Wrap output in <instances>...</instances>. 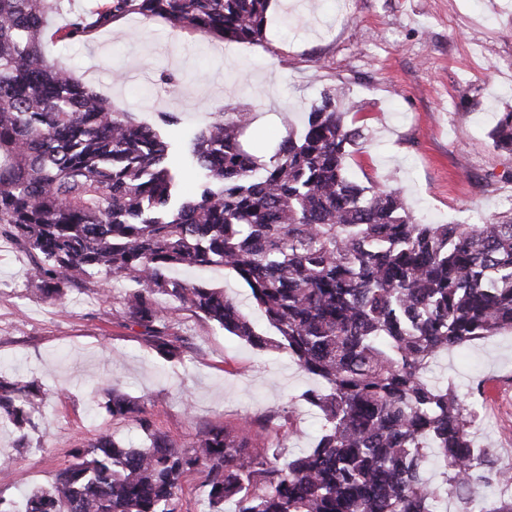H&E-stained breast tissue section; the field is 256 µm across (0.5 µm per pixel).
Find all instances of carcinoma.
Masks as SVG:
<instances>
[{"mask_svg":"<svg viewBox=\"0 0 512 512\" xmlns=\"http://www.w3.org/2000/svg\"><path fill=\"white\" fill-rule=\"evenodd\" d=\"M271 0H0V234L36 257L47 295L96 275L137 288L124 299L148 347L179 359L166 296L264 350L285 352L321 388L303 399L322 416L295 456L251 428H213L189 447L141 422L134 447L108 433L72 451L53 480L0 512H176L182 478L205 473L209 512H472L482 486L512 485L490 454L474 460L476 412L426 373L441 354L512 331V209L480 224H425L403 199L345 174L363 128L325 90L299 131L263 159L244 144L250 113L211 117L188 136L180 192L171 143L132 120L46 53L47 39L88 43L124 19L161 20L237 43L265 38ZM512 154V112L489 133ZM222 268L274 328L256 330L224 290L179 269ZM45 391L0 378V417L24 448ZM114 417L141 402L109 391ZM443 463L438 480L431 459Z\"/></svg>","mask_w":512,"mask_h":512,"instance_id":"1","label":"carcinoma"}]
</instances>
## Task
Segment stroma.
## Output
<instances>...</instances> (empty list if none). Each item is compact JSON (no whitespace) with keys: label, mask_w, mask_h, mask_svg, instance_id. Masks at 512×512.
<instances>
[{"label":"stroma","mask_w":512,"mask_h":512,"mask_svg":"<svg viewBox=\"0 0 512 512\" xmlns=\"http://www.w3.org/2000/svg\"><path fill=\"white\" fill-rule=\"evenodd\" d=\"M120 28L50 52L135 121L157 127L162 113L176 112L197 126L244 108L253 115L248 142L267 155L302 127L324 89L342 88L357 105L347 122L365 133L346 159L349 178L400 191L414 217L431 224H476L512 207V155L488 137L498 113L512 110V0H274L256 44L161 21ZM33 262L0 236V376L46 393L15 464L0 465V499L21 503L99 433L141 444L135 419L107 411L112 387L144 400L145 418L181 445L273 410L295 416V431H262L270 441L283 436L288 453L319 436L318 414L301 398L318 382L286 353L257 349L172 301L191 342L182 360L165 361L126 319L133 283L97 276L51 301L28 277ZM179 277L223 288L253 313L248 288L227 271ZM429 377L475 405L476 447L512 465V333L439 356Z\"/></svg>","instance_id":"obj_1"}]
</instances>
